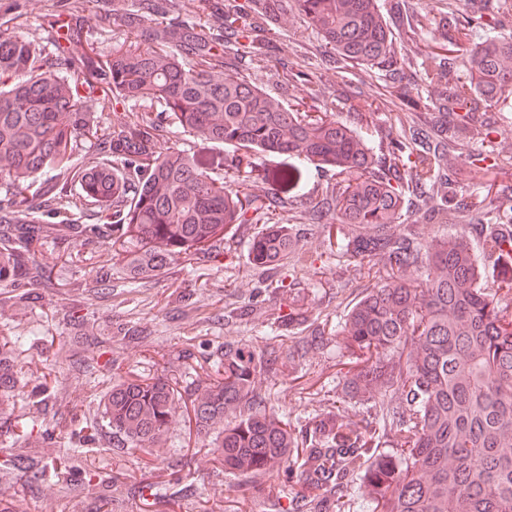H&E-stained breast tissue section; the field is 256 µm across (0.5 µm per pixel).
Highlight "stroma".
Returning a JSON list of instances; mask_svg holds the SVG:
<instances>
[{"label": "stroma", "mask_w": 512, "mask_h": 512, "mask_svg": "<svg viewBox=\"0 0 512 512\" xmlns=\"http://www.w3.org/2000/svg\"><path fill=\"white\" fill-rule=\"evenodd\" d=\"M322 251L318 235L307 230L302 234L299 245L291 256L290 262L302 273L307 281L331 277V264L321 262ZM77 256L73 270L76 277L84 278L96 274L100 266H107L115 287L124 283L123 259L121 256H108L104 247L86 244L80 241L70 245L46 242L36 252L39 262L53 266L59 264L66 255ZM234 277L242 296H250L254 286V272L245 258L219 255L207 262L204 268L182 270L180 278L189 280L196 290L199 306V319L194 328L188 329L171 321L165 315L166 298L164 292L173 288L174 278L160 277L152 292H133L131 299L116 295L112 310H98L90 317L89 324L99 329L105 326L120 327L126 321L141 322L153 331L152 337L142 344L131 345L113 340L111 355L117 358L121 369H135L146 375H154V362L158 355H165L169 361V376L179 385H186L193 373L184 367L177 355L183 347L186 335L195 336L197 342L218 343L225 339L257 344L265 336L267 329L261 322H254L242 330L230 333L225 331L223 323L209 320L208 315L213 304L222 299V288L227 277ZM64 302L63 295H55L51 303L33 308L26 312L5 311L0 313V333L24 337L20 359L25 375L35 376L46 365H53L56 375L64 378L66 389L77 407L85 412H96L98 400L106 391V379L90 381L70 375L68 366L54 357L50 345L53 336L59 335L63 326L55 316V309ZM346 371L343 359L338 352H311L306 365V374L302 381L278 382L272 391L268 403L278 414L291 424H298L311 418L323 408L325 400H331L342 392V377ZM312 384L321 387L323 399H316L302 393V385ZM212 439L197 436L190 426L185 413H178L168 433L161 441L150 448L141 449L124 456H117L104 450L84 454L83 459L93 462L102 471H124L132 476H144L146 481H158L167 467L176 459L177 449H189L188 461L194 471L197 482L205 497L213 501L224 502L233 512H285L291 498L298 496L301 487L296 475L280 473L276 478L266 475H240L234 472H219L206 448L212 447ZM279 483L285 490L280 500H271L263 493L269 482Z\"/></svg>", "instance_id": "obj_1"}]
</instances>
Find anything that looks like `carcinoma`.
Returning <instances> with one entry per match:
<instances>
[{
  "label": "carcinoma",
  "mask_w": 512,
  "mask_h": 512,
  "mask_svg": "<svg viewBox=\"0 0 512 512\" xmlns=\"http://www.w3.org/2000/svg\"><path fill=\"white\" fill-rule=\"evenodd\" d=\"M98 0L95 21L126 34L103 59L84 37L81 0H54V51L12 33L22 13L0 3V310L36 307L64 281L74 303L56 310L65 327L55 355L77 377H105L100 415L78 422L79 441L114 453L150 448L177 412L164 374L114 372L113 359L82 360L90 343L110 352L112 333L85 332L81 303L109 308L103 277L70 276L36 259L46 240L134 249L127 275L145 287L178 266L197 267L246 247L257 296L288 301L267 319L263 344H218L190 383L196 432L217 431L214 463L241 475L297 466L302 512L322 495L350 512L348 486L363 479L370 512H512V184L498 173L512 154L497 142L512 113V0H468L486 18L479 32L459 0ZM293 8L314 39L291 46L280 18ZM426 41L411 54L405 44ZM336 73L329 91L322 69ZM274 89L265 88L264 79ZM132 103L133 120L100 129L98 109ZM388 123L366 133L370 119ZM192 133L187 152L167 129ZM93 143L83 165L72 154ZM216 146L236 149L232 155ZM273 158L274 164L259 162ZM326 173L312 192L309 166ZM484 174L464 183L463 168ZM457 220L441 230L448 213ZM300 224L318 228L337 278L357 291L343 317L313 315L312 287L288 263ZM479 248H474L472 234ZM188 284L178 317L197 311ZM231 282L212 317L238 326L261 314ZM20 339L0 340V422L33 448L0 452V512L19 499L43 512L38 483L51 478L72 512H141L200 501L191 470L155 484L81 465L73 448H45L43 423L75 411L65 383L28 385ZM347 354L345 394L376 415L353 420L341 400L295 426L266 408L274 382L302 368L313 348ZM29 387L26 410L14 392ZM396 451L378 449L381 435Z\"/></svg>",
  "instance_id": "obj_1"
}]
</instances>
